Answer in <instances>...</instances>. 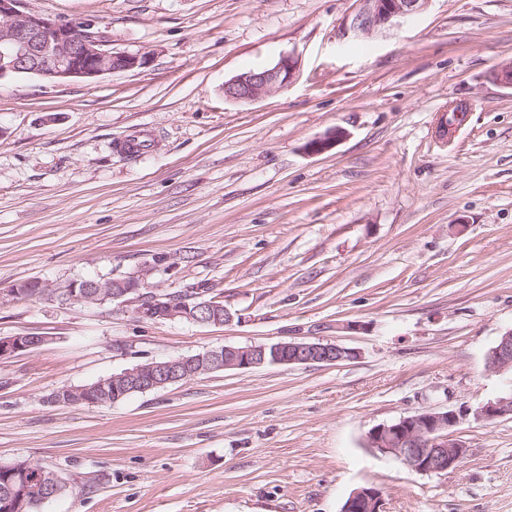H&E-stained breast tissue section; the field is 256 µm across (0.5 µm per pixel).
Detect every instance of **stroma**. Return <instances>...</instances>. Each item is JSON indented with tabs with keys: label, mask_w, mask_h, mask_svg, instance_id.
Segmentation results:
<instances>
[{
	"label": "stroma",
	"mask_w": 512,
	"mask_h": 512,
	"mask_svg": "<svg viewBox=\"0 0 512 512\" xmlns=\"http://www.w3.org/2000/svg\"><path fill=\"white\" fill-rule=\"evenodd\" d=\"M98 21L145 67L56 84L0 80V464L62 473L41 512H512V417L467 422L456 470L422 475L366 445L379 424L477 406L512 328V0H430L363 34L361 0H23ZM294 53L252 103L224 83ZM460 110L454 136L442 115ZM343 128L322 155L306 144ZM137 277L194 288L221 327L142 320L138 300L10 295L22 282ZM324 338L333 366L226 370L112 404L49 395L137 363ZM486 369L488 371L512 376V329L500 336L496 345L490 349L486 356ZM45 342V337L38 335L0 336V359L15 353L30 351ZM340 512H385L381 493L371 487L358 488L347 497Z\"/></svg>",
	"instance_id": "stroma-1"
}]
</instances>
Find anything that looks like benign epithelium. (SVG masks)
Instances as JSON below:
<instances>
[{
  "mask_svg": "<svg viewBox=\"0 0 512 512\" xmlns=\"http://www.w3.org/2000/svg\"><path fill=\"white\" fill-rule=\"evenodd\" d=\"M363 8L355 18L362 31L395 25L400 19L424 10L429 0H362ZM149 62L145 53L116 52L108 38L87 37L71 24L57 18L21 9V0H0V78L15 74H33L48 83L66 80H95L120 71L141 68ZM300 69L292 54L258 69L242 72L224 82V99L251 103L290 84ZM345 131L334 129L307 144L312 154L332 150ZM140 293L123 282H112V289L100 283L57 291L56 298L86 303L95 295L103 300H123ZM137 314L150 320H184L201 325L222 326L232 320L223 305L209 300L180 303L167 293L150 294L147 305H139ZM49 341L47 336H0V359L27 352ZM358 351L323 340L288 338L274 343L224 346L191 356L171 357L164 361L138 363L112 374L91 386L60 389L57 400L68 404H99L105 385L112 384V402L132 392L146 393L186 381L200 373L260 368L266 365L301 366L313 363L335 365L354 361ZM486 369L499 374L512 373V329L500 336L486 356ZM512 416V391L475 408L429 410L404 416L390 424L377 425L366 435L368 447L390 456L410 470L421 474H440L460 466L469 448L456 437L458 427L468 419L492 424ZM7 485L0 498V512H29L34 502L54 499L60 486H69L60 474L55 481L45 480L44 470L28 460L0 466ZM340 512H384L381 493L371 487L354 490Z\"/></svg>",
  "mask_w": 512,
  "mask_h": 512,
  "instance_id": "7a95c632",
  "label": "benign epithelium"
}]
</instances>
